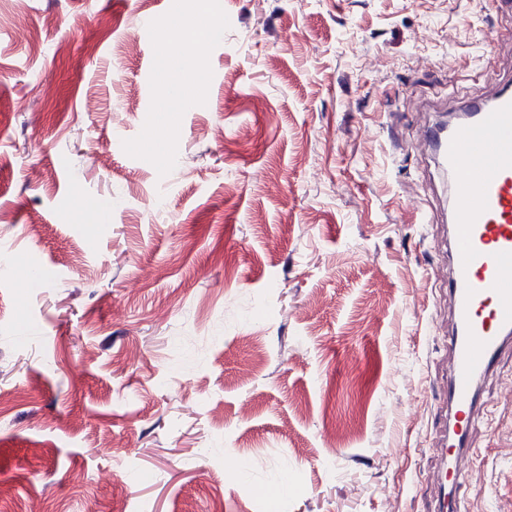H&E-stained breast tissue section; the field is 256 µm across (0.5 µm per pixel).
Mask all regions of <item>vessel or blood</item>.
Listing matches in <instances>:
<instances>
[{"label":"vessel or blood","mask_w":512,"mask_h":512,"mask_svg":"<svg viewBox=\"0 0 512 512\" xmlns=\"http://www.w3.org/2000/svg\"><path fill=\"white\" fill-rule=\"evenodd\" d=\"M447 132L428 130L450 179L454 223L448 279V353L435 445L441 482L432 512H462L451 486L469 482L480 388L512 348V88Z\"/></svg>","instance_id":"obj_1"}]
</instances>
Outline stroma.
Segmentation results:
<instances>
[{"label": "stroma", "instance_id": "1", "mask_svg": "<svg viewBox=\"0 0 512 512\" xmlns=\"http://www.w3.org/2000/svg\"><path fill=\"white\" fill-rule=\"evenodd\" d=\"M223 2L169 112L196 0H0V512H428L449 200L420 139L512 83V9ZM510 385L512 352L465 512H512Z\"/></svg>", "mask_w": 512, "mask_h": 512}]
</instances>
